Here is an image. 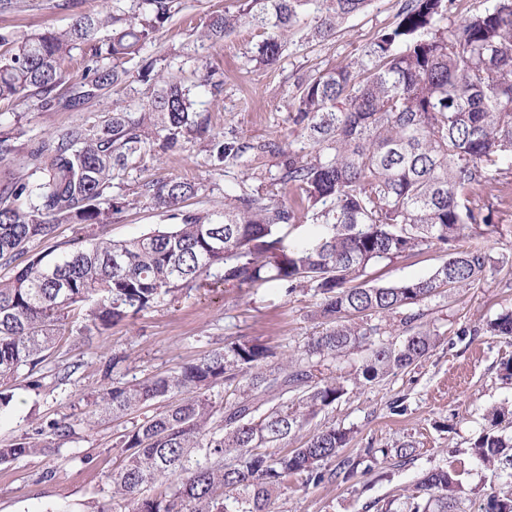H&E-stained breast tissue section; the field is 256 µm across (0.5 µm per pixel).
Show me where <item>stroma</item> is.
Wrapping results in <instances>:
<instances>
[{
	"instance_id": "35a3bbf8",
	"label": "stroma",
	"mask_w": 512,
	"mask_h": 512,
	"mask_svg": "<svg viewBox=\"0 0 512 512\" xmlns=\"http://www.w3.org/2000/svg\"><path fill=\"white\" fill-rule=\"evenodd\" d=\"M183 12L167 23L142 52L144 59H164L171 74L187 77L208 65L220 88L202 86L193 91L194 109L208 113L215 134L235 131L256 142L273 143V150L250 157L248 166H212L209 145L194 140L173 153L148 155L121 172L112 182L111 195L129 199V207L95 226L60 224L51 244L59 249L72 240L96 234L126 240L153 228L174 223L172 213L136 198L144 182L181 178L199 183L193 208H219L225 195L241 185L255 189L268 184L278 171L279 152L300 150L307 142L292 133L297 87L308 77L334 65L361 57L383 28L397 21L403 0H373L371 7L346 21L322 41H306L311 22L303 20L292 31L291 43L280 60L263 66L254 56L259 30L243 24L223 39L195 47V31L210 15L236 8V0H183ZM117 0H80L77 7L64 0H23L17 10L0 14V33L20 37L47 30H63L81 13L111 11ZM110 94L85 105L79 112L37 111L29 101L0 102V132L21 129L25 137L47 140L69 125L110 112L116 102ZM254 176L245 179L244 168ZM496 233L477 236L463 232L456 249L483 248L491 262L480 281L448 294L428 298L420 309L440 339L428 356L405 371L360 388L350 386L334 404L321 411L289 442L303 446L318 428L336 426L350 433L339 456L324 462L330 477L319 485L304 476L289 478L273 504L274 512H376L379 503H391L401 512L404 497L423 474L437 465L454 466L464 491L454 512H485L489 493L512 494V468L483 464L470 447L487 430L512 432V379L503 364L512 359V336H493L487 322L512 309V211L496 214ZM445 252L428 245L415 256L381 262L371 269L374 284L387 285L429 276ZM320 303L311 290L286 294L264 286L185 288L158 304L114 325L104 335L75 343L63 338L41 369L43 386L33 391L17 386L10 411L0 415V445L29 432L33 423L69 414L83 417L91 411L89 392L111 381L134 383L166 375L206 352L239 338L259 339L275 353V362L296 354L323 329L313 313ZM118 363L112 371L104 365ZM80 368L67 384L56 382L64 364ZM132 417H104L93 427H77L59 448L45 455L0 465V512H92L109 499L108 477L123 457L116 448L118 431L131 426ZM412 444V460L390 456L379 459L371 473L337 477L344 461L356 460L369 448ZM54 469L52 480L42 477Z\"/></svg>"
}]
</instances>
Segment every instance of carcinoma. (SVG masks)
<instances>
[{
  "label": "carcinoma",
  "mask_w": 512,
  "mask_h": 512,
  "mask_svg": "<svg viewBox=\"0 0 512 512\" xmlns=\"http://www.w3.org/2000/svg\"><path fill=\"white\" fill-rule=\"evenodd\" d=\"M128 2L120 13L80 14L62 31L20 41L0 34V101L26 98L37 110L75 112L109 87L127 89L126 64L183 10L182 0ZM372 2L239 0L236 12L210 16L196 38L222 39L248 23L266 34L259 61L268 66L280 59L301 17L311 18L309 39L319 40ZM463 3L405 0L398 21L378 33L360 60L302 82L292 123L309 150L279 151L278 172L265 190L243 189L224 197L221 209L198 211L188 208L200 191L196 183H143L136 195L176 212L180 223L130 240L93 236L19 262L31 244L54 239L63 223H106L123 208L108 197L114 174L148 153L206 140L213 165L222 167L271 144L212 133L210 117L193 111L191 87L152 61L136 70V81L153 88L146 100L129 96L98 121L71 125L49 140L20 144L21 132L1 136L0 161L21 151L40 177L0 187V267L9 272L0 277V413L12 406L21 372L27 387H43L38 367L59 336L102 335L196 286L204 273L239 287L312 290L320 296L316 316L330 326L277 372L266 371L273 351L244 338L167 375L94 389L96 413L36 423L0 446V465L51 451L54 441L99 413L118 420L157 401L163 410L118 432L124 463L110 476V502L96 512H112L114 500L128 512H270L289 477L322 483V463L346 447L348 432L326 426L288 449V440L346 391L338 378L318 376L314 359L367 352L355 377L360 386L417 364L438 334L415 311L405 317L408 336L397 345L383 339L387 317L470 285L490 257L478 247L451 252L430 276L391 285H368V268L424 245L444 247L466 229L496 232L494 203L512 190V0H494L443 26L448 11ZM103 27L112 36L100 44ZM83 46L89 57L72 81L65 63ZM305 221L316 233L291 236L289 227ZM490 332L512 336V312L491 323ZM221 384L235 387L234 401L213 398ZM290 393L297 395L291 405L283 402ZM270 447L281 452H266ZM472 453L485 464L512 466V434L485 433ZM376 464L369 450L343 462V478ZM162 478L170 480L163 494L144 495ZM462 492L458 472L436 466L410 488L405 512H452Z\"/></svg>",
  "instance_id": "1"
}]
</instances>
